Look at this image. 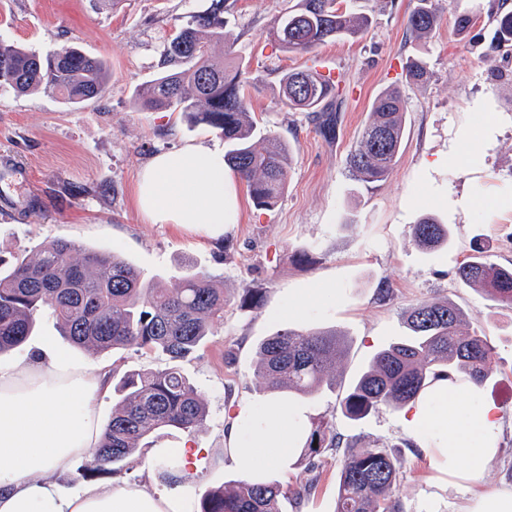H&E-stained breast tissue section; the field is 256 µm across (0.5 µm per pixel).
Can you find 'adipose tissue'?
<instances>
[{"mask_svg": "<svg viewBox=\"0 0 512 512\" xmlns=\"http://www.w3.org/2000/svg\"><path fill=\"white\" fill-rule=\"evenodd\" d=\"M232 171L216 150L187 146L155 155L141 170L135 206L154 224H177L222 237L235 202ZM108 390L96 361L71 360L49 348L22 366L0 365V512H193L190 478L202 450L191 439L175 454V484L164 492L116 478L62 493L56 478L92 456L104 426L96 402ZM438 488L477 484L499 456L500 418L482 386L439 381L406 407ZM309 419L297 405L274 398L262 408L241 403L225 417L224 455L244 478L286 468L301 449Z\"/></svg>", "mask_w": 512, "mask_h": 512, "instance_id": "ef3b65f1", "label": "adipose tissue"}]
</instances>
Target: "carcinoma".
I'll return each instance as SVG.
<instances>
[{
	"instance_id": "carcinoma-1",
	"label": "carcinoma",
	"mask_w": 512,
	"mask_h": 512,
	"mask_svg": "<svg viewBox=\"0 0 512 512\" xmlns=\"http://www.w3.org/2000/svg\"><path fill=\"white\" fill-rule=\"evenodd\" d=\"M228 0H211L200 14L165 46L161 73L135 92L138 108L179 112L224 137V158L245 181L254 204L275 207L288 187L292 154L281 137L257 134L244 95L249 71L218 57L212 45L224 40ZM439 21L436 0H416L406 20V35L425 40ZM370 17L347 13L336 0H299L298 8L276 18L270 40L287 53H308L344 37H358ZM512 46V12L499 19L497 49ZM407 82L421 86L427 70L416 58L403 68ZM282 101L291 109L315 114L317 131L335 134L338 85H324L312 70L288 71L279 80ZM0 87L25 93L42 89L68 104L100 99L107 91L105 63L76 48L42 55L0 40ZM407 102L396 87L379 93L361 138L347 164L364 183L388 179L404 141ZM413 242L434 250L448 244V228L433 216L421 217L412 228ZM83 252L80 259L74 257ZM456 277L463 285L503 304H512V268L488 261L481 247L460 264ZM229 299L205 272H193L174 289L144 277L115 251L81 250L68 239L42 246L30 259L0 255V354L31 336L37 312L47 309L71 344L98 355L136 348L159 351L169 360L164 369H139L120 377L118 399L93 459L80 476L119 475L128 460L167 429L190 434L201 427L207 409L195 386L179 369L193 357L224 318ZM464 314L452 301L410 305L404 319L410 335L378 351L353 386L339 399L335 414L356 423L381 407H402L436 382L448 379L485 384L497 370L487 336L461 330ZM344 342L329 327H288L264 339L257 350V371L272 393L315 396L335 385L331 369ZM326 448L342 449L334 512H401L393 497L401 458L376 443L358 448L342 444L332 423L317 419L303 445L308 469ZM196 512H283L279 486L271 481L241 479L231 487L209 490Z\"/></svg>"
}]
</instances>
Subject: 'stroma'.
I'll return each mask as SVG.
<instances>
[{
    "instance_id": "1",
    "label": "stroma",
    "mask_w": 512,
    "mask_h": 512,
    "mask_svg": "<svg viewBox=\"0 0 512 512\" xmlns=\"http://www.w3.org/2000/svg\"><path fill=\"white\" fill-rule=\"evenodd\" d=\"M227 45L252 73L245 89L262 128L276 132L293 151L288 190L270 210L255 207L247 186L235 180L234 223L213 239L176 224H153L134 205L141 168L156 154L199 144L223 150V138L180 113L142 112L134 91L156 78L161 54L190 15L210 0H0V38L47 54L66 47L107 64L104 97L78 105L37 91L0 90V254H35L65 238L84 249L119 250L145 277L179 287L189 271L209 273L232 299L222 321L181 369L204 400L208 416L194 433L210 460L192 479L193 496L237 480L224 456V413L241 402L270 398L256 370V349L289 326L333 327L345 349L333 374L334 390L301 400L308 417L332 418L343 439L367 447L394 446L402 467L395 497L403 512H461L470 486L436 489L427 455L409 431L402 410L380 408L358 423L334 417L341 394L373 355L407 336L403 314L422 300L450 299L470 327L483 330L496 353L497 372L486 398L501 417L500 454L487 471L488 486L512 485V305L463 286L457 266L476 243L491 262L512 266V49L496 50L502 0H439L442 21L422 42H409L405 24L416 0H337L341 9L364 12L372 23L360 37L328 42L307 54L285 53L267 40L274 18L298 0H229ZM473 14L474 27L458 32L456 16ZM494 62H486L487 53ZM429 71L423 86L407 84L408 57ZM330 68L344 98L338 133L328 140L307 113L279 97V79L293 69ZM400 88L408 102L402 152L382 183L355 181L347 157L362 134L377 95ZM492 117L484 140L454 167L442 166L459 149L464 131ZM448 225L445 249L424 251L411 239L423 215ZM332 288L321 301L315 291ZM261 293L254 307L244 297ZM85 358L59 333L50 313L36 318L33 336L0 355L12 365L38 346ZM339 457L322 456L318 477L306 465L275 471L283 512H333Z\"/></svg>"
}]
</instances>
